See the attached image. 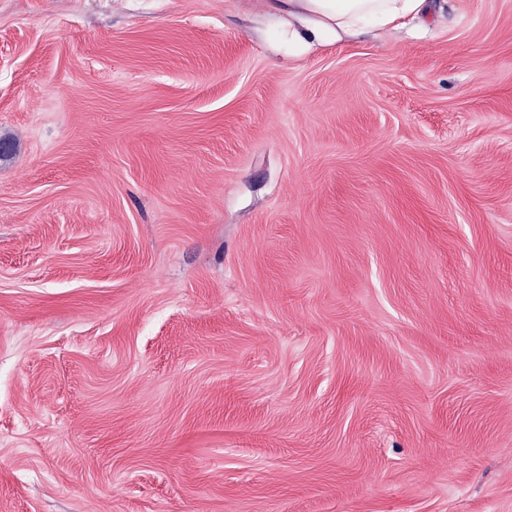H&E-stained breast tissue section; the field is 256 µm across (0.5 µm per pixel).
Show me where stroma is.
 <instances>
[{
    "mask_svg": "<svg viewBox=\"0 0 512 512\" xmlns=\"http://www.w3.org/2000/svg\"><path fill=\"white\" fill-rule=\"evenodd\" d=\"M0 0V512H512V0ZM288 8V14L310 17L313 36L324 32L347 33L367 24L395 26L423 13L427 0H275Z\"/></svg>",
    "mask_w": 512,
    "mask_h": 512,
    "instance_id": "35a3bbf8",
    "label": "stroma"
}]
</instances>
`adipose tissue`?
<instances>
[{
  "label": "adipose tissue",
  "instance_id": "1",
  "mask_svg": "<svg viewBox=\"0 0 512 512\" xmlns=\"http://www.w3.org/2000/svg\"><path fill=\"white\" fill-rule=\"evenodd\" d=\"M289 14L314 22L313 35L350 32L365 25L394 26L423 13L427 0H280Z\"/></svg>",
  "mask_w": 512,
  "mask_h": 512
}]
</instances>
